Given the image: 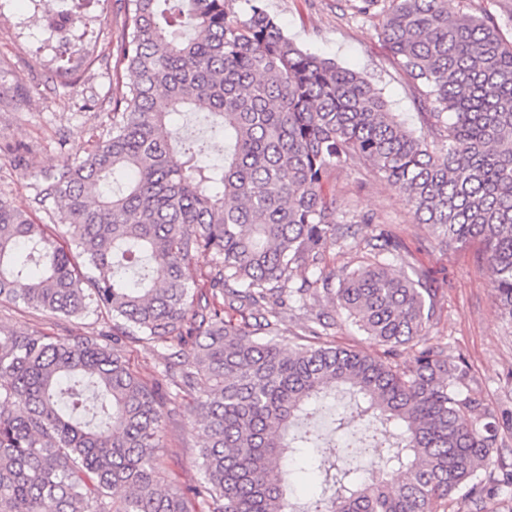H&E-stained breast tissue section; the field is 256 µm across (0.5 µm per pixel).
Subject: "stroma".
Here are the masks:
<instances>
[{
	"label": "stroma",
	"mask_w": 512,
	"mask_h": 512,
	"mask_svg": "<svg viewBox=\"0 0 512 512\" xmlns=\"http://www.w3.org/2000/svg\"><path fill=\"white\" fill-rule=\"evenodd\" d=\"M388 2L367 7L363 0H265V5L301 49L362 72L382 90L391 111L416 127V101L381 35ZM65 10L78 21L63 37L49 28L47 18ZM127 28L124 0H0V198L36 223L54 221L53 203L38 200L42 172L83 159L112 126V92L130 80L118 63ZM330 185L350 230L328 252L326 270L360 265L370 255L368 238L379 229L397 235L404 249L393 272L421 274L437 290L428 339L466 359L489 406L506 414L499 434L512 448V325L499 315L491 269L476 262L475 246L438 245L402 198L367 169L338 170ZM319 315L333 321L330 339L336 345L383 354V345L353 327L322 292L289 312L283 345L300 342L310 319ZM108 326L92 312L66 318L0 302V329L17 334L96 336ZM124 353L144 380L171 395L176 408L160 437L162 484L182 490L197 485L203 479L201 441L190 428L191 402L176 396L162 377L161 349L130 341Z\"/></svg>",
	"instance_id": "35a3bbf8"
}]
</instances>
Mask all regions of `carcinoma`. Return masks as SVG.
<instances>
[{"instance_id":"carcinoma-1","label":"carcinoma","mask_w":512,"mask_h":512,"mask_svg":"<svg viewBox=\"0 0 512 512\" xmlns=\"http://www.w3.org/2000/svg\"><path fill=\"white\" fill-rule=\"evenodd\" d=\"M127 0L112 131L79 163L42 175L65 243L0 199V300L65 317L112 320V344L0 330V512H297L288 477L321 492L305 512L482 510L512 492V449L466 362L425 344L433 289L379 259L322 275L344 238L331 173L363 164L400 193L445 245L476 241L494 298L512 321V44L501 14L455 15L448 0H391L382 35L421 107L416 131L362 73L300 49L266 10L243 0ZM194 115L183 139L172 116ZM224 141V157H211ZM200 252L213 256L198 273ZM374 357L327 340L276 337L288 304L317 286ZM170 351L165 376L196 397L203 482L159 483L167 395L123 355L125 339ZM194 344L192 355L183 352ZM342 392L365 424L369 467L352 449L302 429Z\"/></svg>"}]
</instances>
